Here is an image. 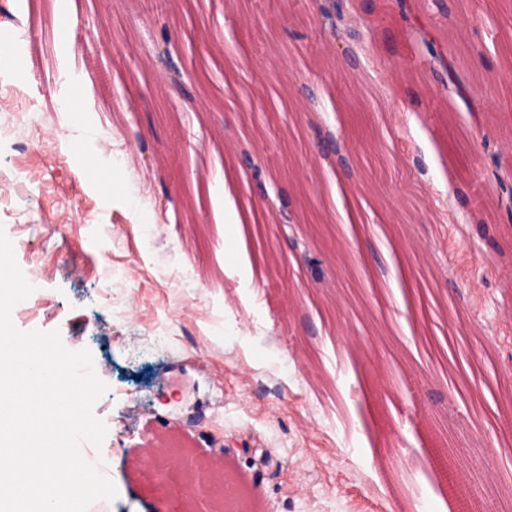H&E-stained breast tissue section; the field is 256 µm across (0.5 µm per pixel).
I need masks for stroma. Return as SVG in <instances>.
Wrapping results in <instances>:
<instances>
[{
  "label": "stroma",
  "instance_id": "35a3bbf8",
  "mask_svg": "<svg viewBox=\"0 0 512 512\" xmlns=\"http://www.w3.org/2000/svg\"><path fill=\"white\" fill-rule=\"evenodd\" d=\"M376 0L369 46L386 68L385 96H353L322 46L313 9L295 0H248L229 23L225 0H181L177 27L206 91L192 108L157 110L167 83L149 84L141 61L151 29L119 0H0V31L47 15L51 42H25L0 64V229L23 272L42 281L12 311L22 331H59L90 350L107 391L93 406L107 433L85 442L118 496L109 512H160V488L139 461L157 437L231 468L256 512H438L441 497L413 457L431 418L460 433L483 430L469 449L494 495L497 455L512 449L502 415L512 409V236L495 207L456 204L448 183L475 179L507 134L500 100L512 99V0H458L430 25L469 62L482 104L449 109L405 41L419 0ZM131 29L120 51L106 40ZM79 52H69L72 43ZM94 70L105 89L73 101L72 80ZM304 79L339 105L356 167L362 232L349 238L319 162L310 115L289 84ZM421 118L414 135L403 115ZM247 141L269 157L297 213L313 211L328 244L326 278L288 269L289 238L269 220L249 225L248 262L224 255L226 224L212 203ZM456 222H449V215ZM499 226L493 245L478 228ZM346 296L342 317L319 311ZM464 307L454 308L455 295ZM491 374V387L451 396L454 383ZM398 431L404 457L374 463L382 428Z\"/></svg>",
  "mask_w": 512,
  "mask_h": 512
}]
</instances>
